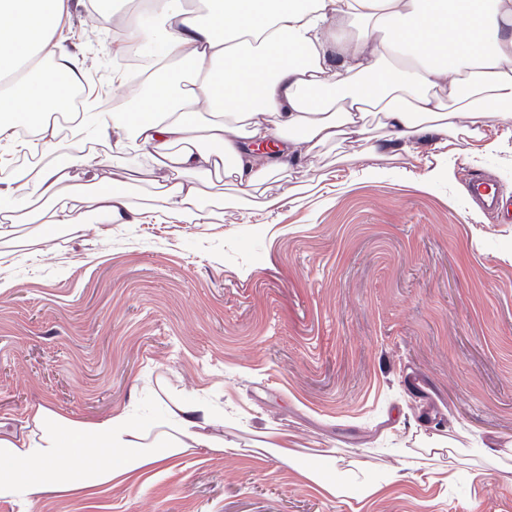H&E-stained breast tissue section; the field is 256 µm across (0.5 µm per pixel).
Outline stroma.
I'll list each match as a JSON object with an SVG mask.
<instances>
[{
	"label": "stroma",
	"mask_w": 512,
	"mask_h": 512,
	"mask_svg": "<svg viewBox=\"0 0 512 512\" xmlns=\"http://www.w3.org/2000/svg\"><path fill=\"white\" fill-rule=\"evenodd\" d=\"M60 36L100 69L105 36L83 7ZM369 126L373 158L314 150L272 208L198 181L194 224L153 211L157 171L93 140L91 168L59 188L87 222L48 239L19 223L0 249V431L38 405L87 422L132 408L149 430L187 397L223 411L236 451L200 448L109 490L0 498V512H512V466L425 452L512 448V211L468 199L487 175L512 200V116L431 180L432 142L398 156ZM121 167L136 214L106 224L89 176ZM269 432L304 470L262 451ZM401 461L414 467L398 479Z\"/></svg>",
	"instance_id": "obj_1"
}]
</instances>
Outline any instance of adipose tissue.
<instances>
[{
  "mask_svg": "<svg viewBox=\"0 0 512 512\" xmlns=\"http://www.w3.org/2000/svg\"><path fill=\"white\" fill-rule=\"evenodd\" d=\"M73 0H0V223L39 200H56L68 168L86 162L92 135L111 138L112 149L140 151L145 163L170 168L177 179L161 184L160 210L188 223L200 218L195 179L223 169L238 190L261 192L267 206L286 192L273 172L302 166L318 145L356 142L369 158L364 118L381 105L386 143L404 151L448 130L475 137L502 105L512 104V0H150L128 15L125 40L152 50L161 64L142 73L148 92L134 109L103 111L85 98L80 121L60 139L47 115L68 103L80 84L78 61L60 50L53 32ZM404 56L402 67L379 70L381 57ZM178 55L196 74L184 88L181 72L165 63ZM379 73L380 86L327 95L346 75ZM113 70L114 90L135 81ZM471 84L482 106L461 93ZM207 111L211 123L197 121ZM34 131L35 140L22 137ZM268 144L265 152L257 144ZM58 156L41 168L16 167L20 154ZM95 203L102 218L127 223L134 210L122 174L97 181ZM219 413L190 399L174 401L157 421L162 440L150 444L122 409L85 423L37 406L23 433L0 434L1 497L33 501L76 488L75 470H87L94 486L123 482L143 469L199 448L222 450L208 435L223 425ZM107 458L86 469L89 446ZM70 458L74 470L59 468Z\"/></svg>",
  "mask_w": 512,
  "mask_h": 512,
  "instance_id": "obj_1",
  "label": "adipose tissue"
}]
</instances>
